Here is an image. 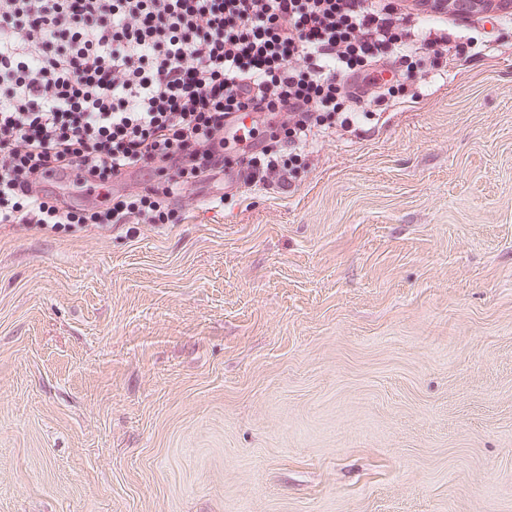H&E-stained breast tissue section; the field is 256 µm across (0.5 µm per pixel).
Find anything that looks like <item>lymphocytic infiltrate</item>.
<instances>
[{
    "mask_svg": "<svg viewBox=\"0 0 512 512\" xmlns=\"http://www.w3.org/2000/svg\"><path fill=\"white\" fill-rule=\"evenodd\" d=\"M395 0H0V224H168L165 199L240 167L285 189L321 126L369 113L350 74L424 54ZM264 140L225 153L242 113ZM112 204L71 207L87 184Z\"/></svg>",
    "mask_w": 512,
    "mask_h": 512,
    "instance_id": "1",
    "label": "lymphocytic infiltrate"
}]
</instances>
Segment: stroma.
Returning a JSON list of instances; mask_svg holds the SVG:
<instances>
[{
	"mask_svg": "<svg viewBox=\"0 0 512 512\" xmlns=\"http://www.w3.org/2000/svg\"><path fill=\"white\" fill-rule=\"evenodd\" d=\"M288 190L0 224V512H512V17Z\"/></svg>",
	"mask_w": 512,
	"mask_h": 512,
	"instance_id": "35a3bbf8",
	"label": "stroma"
}]
</instances>
